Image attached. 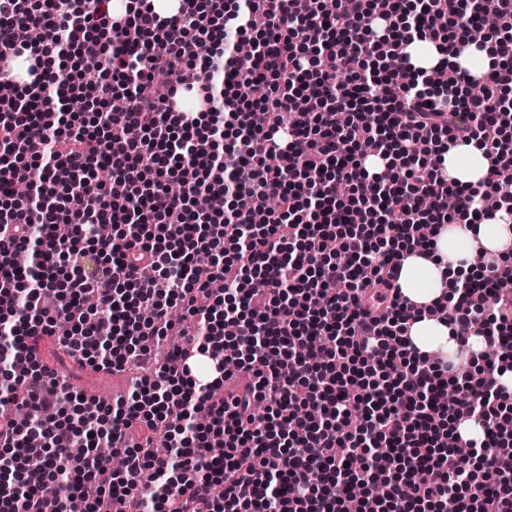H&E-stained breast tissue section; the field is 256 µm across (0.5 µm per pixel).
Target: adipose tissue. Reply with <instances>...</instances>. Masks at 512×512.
Returning <instances> with one entry per match:
<instances>
[{
  "instance_id": "obj_1",
  "label": "adipose tissue",
  "mask_w": 512,
  "mask_h": 512,
  "mask_svg": "<svg viewBox=\"0 0 512 512\" xmlns=\"http://www.w3.org/2000/svg\"><path fill=\"white\" fill-rule=\"evenodd\" d=\"M418 44L408 48L410 61L418 67L428 68L440 60H447L454 70H466L481 76L500 69L502 59L491 45L468 47L460 56L443 58L437 43H427L426 54H419ZM443 168L449 179L467 186H478L487 168L485 148L479 140L450 146L440 152ZM434 241L437 254L432 258L410 255L401 269L399 284L403 295L417 304H439L448 299L455 278L471 274L476 265L473 260L477 249L496 254L512 242V220L497 212L484 217L477 228L469 224H446L436 229ZM408 336L415 349L422 354L456 355L457 344L451 327L443 321L425 317L414 322Z\"/></svg>"
}]
</instances>
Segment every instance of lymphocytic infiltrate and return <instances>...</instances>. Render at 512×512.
Instances as JSON below:
<instances>
[{
	"label": "lymphocytic infiltrate",
	"instance_id": "1",
	"mask_svg": "<svg viewBox=\"0 0 512 512\" xmlns=\"http://www.w3.org/2000/svg\"><path fill=\"white\" fill-rule=\"evenodd\" d=\"M177 2L163 16L142 2L0 0V45L31 58L18 96L0 98V197L18 203L0 218V512H344L353 500L358 512H512L501 430L512 414L492 380L414 351L398 283L406 254L433 253L420 225L483 214L488 188L512 219L502 74L473 96L475 76L443 83L447 62L418 68L407 51L420 36L459 52L493 38L512 58V0H356L351 12L340 0H235L228 13ZM486 10L496 28L479 22ZM24 25L40 44L16 40ZM247 34L255 50L241 57ZM384 41L402 84L373 65ZM174 57L210 83L197 111L181 106ZM77 92L96 103L93 122L64 119ZM473 139L491 160L478 189L448 180L438 152ZM372 156L383 171L367 168ZM217 195L223 210L200 209ZM482 265L438 312L458 346L478 335L508 358L512 244ZM62 321L77 363L141 369L128 395L87 400L35 360L14 372L26 340ZM228 322L239 333L224 347ZM10 403L27 418L5 414ZM465 421L498 448L499 478L486 479L478 442L464 456L449 448ZM48 481L56 496L43 495Z\"/></svg>",
	"mask_w": 512,
	"mask_h": 512
}]
</instances>
